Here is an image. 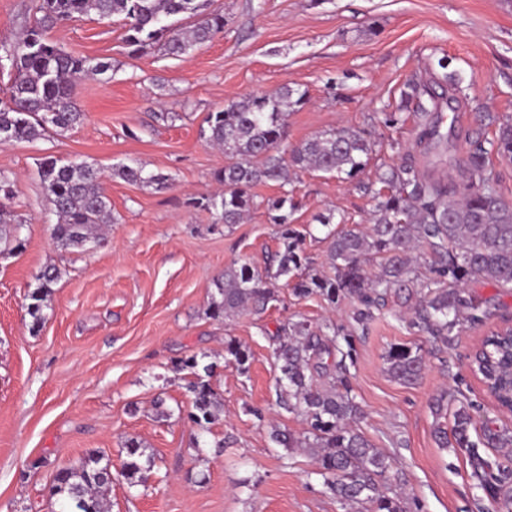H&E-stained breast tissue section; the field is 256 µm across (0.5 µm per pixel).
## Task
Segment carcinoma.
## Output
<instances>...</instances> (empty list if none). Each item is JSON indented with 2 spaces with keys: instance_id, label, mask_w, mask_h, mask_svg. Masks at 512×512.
<instances>
[{
  "instance_id": "carcinoma-1",
  "label": "carcinoma",
  "mask_w": 512,
  "mask_h": 512,
  "mask_svg": "<svg viewBox=\"0 0 512 512\" xmlns=\"http://www.w3.org/2000/svg\"><path fill=\"white\" fill-rule=\"evenodd\" d=\"M36 17L22 36L0 47V68L10 73V102L0 105V131L7 140L30 141L52 130L62 134L79 125L84 113L73 97L75 83L87 76L103 75L108 62L79 57L65 51L46 37L57 24L80 16L101 19L122 16L129 53L141 56L158 48L164 54L181 57L210 42L224 31V14L211 8L213 0H32ZM194 19L185 28L168 23L174 16ZM308 91L288 85L272 94H256L231 102L209 113L207 140L224 148L230 162L216 175L222 189L189 205L211 211L222 224H239L251 210L265 207L279 227L281 246L259 268L251 263L224 271L213 281L217 295L212 297L209 314L215 319L233 318L246 313L262 315L274 301L275 284L285 280L295 296L316 295L330 306L344 299L357 303L351 319L364 324L375 317L395 291L419 293L412 325L443 344L451 343L463 325L481 324L489 318V301L470 290L476 283L512 286V201L502 197L496 185L485 177L489 156L496 154L512 161V122L500 121L491 112L480 115V125H498L492 140H470L469 180L464 191L447 180L417 168L413 160L382 171L373 191V224L333 226V216L319 223L329 228L327 264L329 272L317 270L304 249V235L294 224L298 202L285 190L275 197L258 199L254 188L275 182L288 185L290 168H304L334 175L343 181L359 178L370 160L372 144L364 133L342 127L321 132L285 152L288 114L304 105ZM432 109L418 105L413 110L415 144L425 149L442 139ZM113 174L125 181L168 187V178L146 171L138 162L121 164ZM39 176L58 217L53 229L57 246L68 249L98 243L102 229L111 222L109 200L100 171L85 163L46 158ZM8 176L0 173V243L21 245L20 225L12 223L6 202L13 198ZM414 243L427 246L431 255L428 273L418 274L408 255ZM378 260V269L367 268ZM58 279V271L46 267L39 285L30 294L29 314L33 327L42 321V308ZM350 335L328 322L315 326L306 319L290 320L277 331L273 357L276 377V405L302 418L305 434L274 429L273 440L283 448L307 450L317 463V474L336 496L352 504H368L371 512H406L400 493L388 495L383 484L388 458L374 448L356 427L361 414L350 395L348 366L353 359ZM250 350L229 339L224 343V363L242 372L249 369ZM385 361L389 375L411 383L421 374L423 356L418 347L394 344ZM512 337L492 331L472 357L475 375L496 390L503 406H512ZM177 370H188L187 386L191 407L185 419L200 433L224 413V399L214 389L211 378L217 362L202 363L197 356L180 359ZM431 411L438 419L435 435L442 448H459L475 456L483 444L511 448L512 431L486 430L478 443L471 439L474 423L472 404L459 405L448 427L439 419L447 415V394L436 396ZM155 457L136 440L126 444L122 476L133 486H144L155 473ZM109 461L91 454L77 465L57 470L50 497L56 512H109L105 492ZM485 495L512 510V494L503 492L495 476L483 481Z\"/></svg>"
}]
</instances>
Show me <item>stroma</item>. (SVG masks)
<instances>
[{
  "instance_id": "35a3bbf8",
  "label": "stroma",
  "mask_w": 512,
  "mask_h": 512,
  "mask_svg": "<svg viewBox=\"0 0 512 512\" xmlns=\"http://www.w3.org/2000/svg\"><path fill=\"white\" fill-rule=\"evenodd\" d=\"M224 31L190 55L154 51L130 56L121 18H81L49 36L77 56L105 59L106 74L82 80L75 98L85 114L64 135L0 142V172L14 183L11 209L24 241L0 255V512H47L57 469L98 451L116 478L110 512H351L317 473L314 459L271 439L273 428L303 435L300 417L276 406L272 350L279 325L300 317L319 325L351 324L352 301L330 307L278 287L259 317L215 320L213 282L225 269L262 263L279 246L265 209L242 223L219 224L189 206L217 190L214 175L228 159L208 143L209 112L282 85L306 89L307 103L288 116L287 147L342 127L365 131L371 165L352 184L320 172L291 171L314 266L327 267L320 214L366 224L369 187L380 164L423 162L412 125L384 127L409 82L432 83L447 60L463 79L464 105L441 107L447 162L438 173L464 186L469 133L494 138L477 115L512 120V0H215ZM48 156L88 162L103 171L114 221L105 244L60 249L57 217L38 176ZM143 163L169 179L158 190L114 177L120 164ZM58 280L40 327L28 313L29 294L45 267ZM491 315L446 346L411 327L413 302L387 307L353 328L356 348L348 381L362 409L358 428L389 459L388 485L406 491L408 512H496L480 475L507 461L502 448L480 445L478 459L439 447L430 401L440 393L475 406L472 439L485 427L512 430L473 375L471 356L490 331L512 326V288L477 284ZM247 346V373L224 364V342ZM394 344L420 347L424 370L404 384L390 378L384 355ZM209 354L211 380L224 413L199 434L179 416L162 420L154 404L188 408L187 372L173 364ZM137 438L153 454L159 479L130 486L120 475L125 443ZM223 453H215V442Z\"/></svg>"
}]
</instances>
